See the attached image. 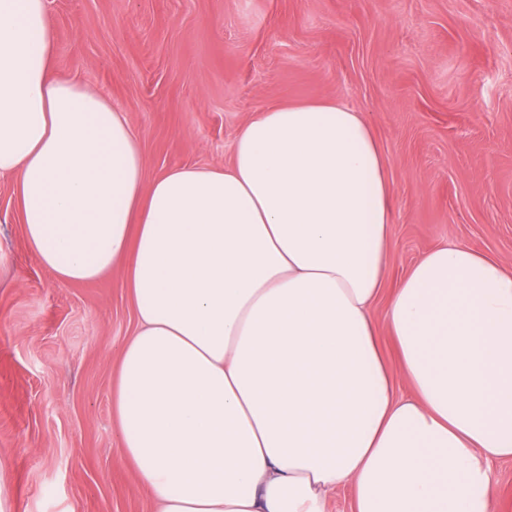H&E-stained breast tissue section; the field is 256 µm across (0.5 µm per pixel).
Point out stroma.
Segmentation results:
<instances>
[{
    "mask_svg": "<svg viewBox=\"0 0 512 512\" xmlns=\"http://www.w3.org/2000/svg\"><path fill=\"white\" fill-rule=\"evenodd\" d=\"M55 66L107 95L145 176L228 164L272 107L332 97L388 162V283L444 242L512 265V0H48ZM134 313L120 272L63 285L0 178V481L12 512H153L112 385Z\"/></svg>",
    "mask_w": 512,
    "mask_h": 512,
    "instance_id": "obj_1",
    "label": "stroma"
}]
</instances>
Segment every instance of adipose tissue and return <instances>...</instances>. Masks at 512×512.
Masks as SVG:
<instances>
[{
    "label": "adipose tissue",
    "mask_w": 512,
    "mask_h": 512,
    "mask_svg": "<svg viewBox=\"0 0 512 512\" xmlns=\"http://www.w3.org/2000/svg\"><path fill=\"white\" fill-rule=\"evenodd\" d=\"M53 60L47 0H0V178L58 282L123 274L112 411L157 512H326L340 487L352 512H493L512 266L446 242L386 291L388 161L345 103L263 111L229 164L149 180L125 112Z\"/></svg>",
    "instance_id": "adipose-tissue-1"
}]
</instances>
